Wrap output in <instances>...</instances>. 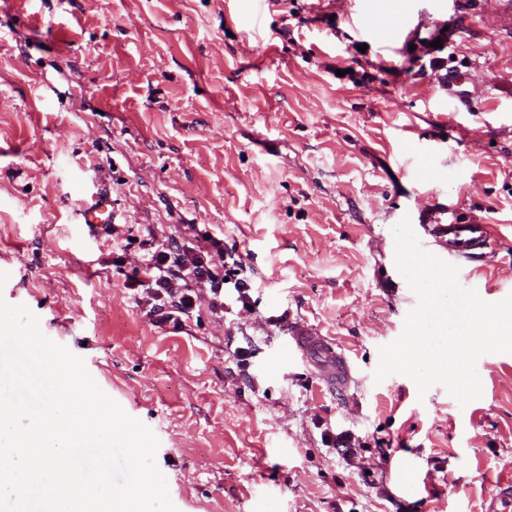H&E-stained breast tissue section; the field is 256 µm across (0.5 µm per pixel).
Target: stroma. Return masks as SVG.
Here are the masks:
<instances>
[{"label":"stroma","mask_w":512,"mask_h":512,"mask_svg":"<svg viewBox=\"0 0 512 512\" xmlns=\"http://www.w3.org/2000/svg\"><path fill=\"white\" fill-rule=\"evenodd\" d=\"M421 9L419 37L447 31L436 68L397 40ZM455 73L469 102H448ZM412 145L458 181L404 174ZM103 192L114 223L236 249L251 308L155 326L123 286L134 251L77 219ZM451 209L494 227L467 266L493 301L512 289L507 0H0V297L153 431L177 512H483L512 461V353L485 358L471 414L374 380L407 314L392 228ZM294 322L344 353L348 393L285 356Z\"/></svg>","instance_id":"1"}]
</instances>
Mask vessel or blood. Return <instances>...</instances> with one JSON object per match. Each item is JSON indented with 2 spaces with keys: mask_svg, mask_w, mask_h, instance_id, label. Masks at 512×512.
Segmentation results:
<instances>
[{
  "mask_svg": "<svg viewBox=\"0 0 512 512\" xmlns=\"http://www.w3.org/2000/svg\"><path fill=\"white\" fill-rule=\"evenodd\" d=\"M413 163L415 173L435 174L439 161L430 153L411 147L406 151ZM82 221L94 227L112 221V204L107 197L96 196L92 203L80 211ZM414 230L424 248H437L441 259L455 265H462L482 256L484 249L492 243L488 225L479 223L452 222L449 224H418ZM289 351L301 354L318 371L327 389L348 391L353 381L347 360L332 342L320 336L314 329L294 326L291 331Z\"/></svg>",
  "mask_w": 512,
  "mask_h": 512,
  "instance_id": "obj_1",
  "label": "vessel or blood"
}]
</instances>
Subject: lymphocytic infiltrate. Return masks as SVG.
I'll list each match as a JSON object with an SVG mask.
<instances>
[{
	"instance_id": "1",
	"label": "lymphocytic infiltrate",
	"mask_w": 512,
	"mask_h": 512,
	"mask_svg": "<svg viewBox=\"0 0 512 512\" xmlns=\"http://www.w3.org/2000/svg\"><path fill=\"white\" fill-rule=\"evenodd\" d=\"M124 286L153 323L178 331L200 305L219 319L248 305L252 283L241 255L204 232L193 245L171 238L143 248Z\"/></svg>"
}]
</instances>
